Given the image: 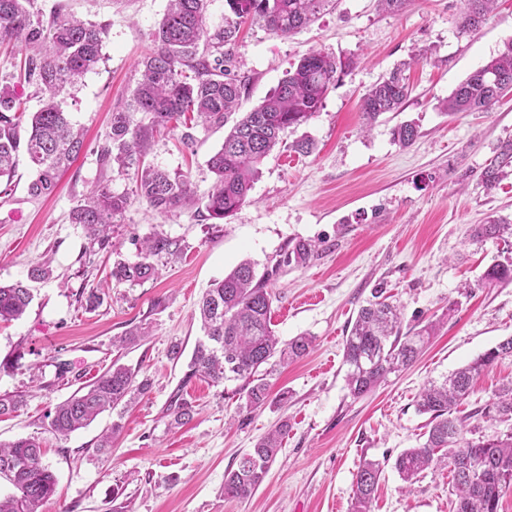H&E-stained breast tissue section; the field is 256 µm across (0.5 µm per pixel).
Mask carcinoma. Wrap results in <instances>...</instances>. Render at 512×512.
<instances>
[{
    "instance_id": "carcinoma-1",
    "label": "carcinoma",
    "mask_w": 512,
    "mask_h": 512,
    "mask_svg": "<svg viewBox=\"0 0 512 512\" xmlns=\"http://www.w3.org/2000/svg\"><path fill=\"white\" fill-rule=\"evenodd\" d=\"M34 0H0V47H18L25 53L24 81L43 95L42 106L32 113L26 131H21L25 101L16 83L0 85V179L12 178L20 153H25L34 176L28 184L33 197L50 195L59 177L84 152L85 139L75 128L57 97L103 60V28L55 12L46 17L34 9ZM211 0H169L158 27L152 32L153 49L140 62L141 78L125 105L112 112L110 132L98 150L104 168L131 174L135 195L153 210L164 213L193 200L187 175L145 162L150 141L164 130L184 128L182 138L194 140L192 130L224 127L247 88L246 78L226 66L240 27L257 19L278 37H289L309 26L334 0H225L224 21L210 23ZM497 0H465L458 21L461 32L480 27ZM353 65L336 60L320 50L303 56L262 102L236 120L224 135L221 147L208 166L216 181L207 196L208 218L222 220L249 200L259 166L280 143V134L304 125L322 106L329 88ZM402 65L376 84L361 100L365 127L370 128L388 112H399L410 94ZM512 95V40L486 64L474 70L448 96L449 115L483 111ZM393 139L411 146L418 130L402 122L392 130ZM512 176V139L499 142L480 174L485 191L499 187ZM130 194L116 193L106 184H95L70 211V222L83 227L98 250L112 247L110 232L119 223ZM512 239V221L489 216L475 227L473 239ZM137 243L139 260L119 261L111 271L118 284L141 285L158 274L155 259L180 253L177 241L152 232ZM319 251V244L299 240L283 262L305 264ZM277 267L256 276L245 261L203 294L199 315L203 338L196 343L183 384L194 379L213 385L239 381L236 392L245 397L250 413L267 403V384L262 368L275 359L287 363L306 356L312 338L295 336L282 341L271 323L272 295L267 285ZM489 284L512 282V260L495 263L485 275ZM33 295L21 281L0 283V321L23 316ZM401 311L376 289L361 306L345 337L343 362L352 398L370 393L390 374L410 367L436 330L428 322L399 334ZM512 357V336L498 342L471 363L423 387L418 411L430 415L427 439L418 448L397 456L394 467L406 483L417 481L426 471L446 468L452 473L456 496L454 512H498L503 494L512 489V433L505 438H468L465 420L454 407L471 390L474 376L500 359ZM151 387L149 379L136 381V374L112 362L87 390L78 391L47 413L55 434L67 437L86 427L108 410L126 406L133 394ZM21 395L0 396V416L22 406ZM512 419V381L503 385L483 414ZM192 402L177 389L166 408L170 424L180 426L193 418ZM288 423L283 421L243 454L236 468L224 475V496L245 500L262 484L282 448ZM383 473L377 461L366 460L355 476L353 512H370L375 490ZM6 478L14 493L0 498V512H39L57 490L55 474L42 461L41 444L33 436L8 445L0 444V478Z\"/></svg>"
}]
</instances>
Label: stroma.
<instances>
[{
  "label": "stroma",
  "mask_w": 512,
  "mask_h": 512,
  "mask_svg": "<svg viewBox=\"0 0 512 512\" xmlns=\"http://www.w3.org/2000/svg\"><path fill=\"white\" fill-rule=\"evenodd\" d=\"M167 0H36L43 13L60 10L105 30L103 60L61 97L63 109L85 133L87 152L60 178L53 194L31 199L33 176L19 159L10 194L0 195V282L26 280L30 268L51 259L50 279L32 283L34 299L18 320L0 323V395L22 394L18 413L0 417V443L35 436L43 462L58 480L42 512H351L355 475L363 461L383 462L371 512H452V476L424 473L405 483L397 455L421 446L429 415L417 399L440 378L512 336V283L486 288L485 271L512 258L503 242L474 243L470 233L487 216L512 220V177L492 192L479 174L498 141L512 138V96L485 112L446 115L443 102L474 69L512 39V0H499L477 31L460 33L463 0H408L398 13L378 0H336L309 27L280 38L261 25L242 26L232 49L248 77L240 111L257 106L310 49L356 59L306 124L286 130L264 160L249 202L224 220L206 217L203 201L214 175L207 161L224 141L218 127L180 131L152 143L149 160L185 173L195 205L166 213L131 199L113 240L123 259L137 261L133 238L158 231L179 241V257L161 264L156 279L113 285L101 305L86 310L84 292L102 287L112 256L91 251L69 213L98 182L128 192L131 177L102 170L96 149L110 130L111 113L135 87L139 62ZM414 60L412 91L402 112L382 116L364 131L363 94L400 63ZM419 131L408 148L394 141L395 125ZM312 153L292 150L302 136ZM319 242L307 265L282 259L297 240ZM248 260L257 272L277 267L269 281L272 324L281 340L306 334L309 355L272 366L267 405L240 420L235 383L180 381L202 331L197 305L213 281ZM402 307V328L443 316L438 334L416 362L390 375L369 395L352 399L345 382L343 343L374 288ZM150 330L139 344L116 350L115 337L138 325ZM181 343L180 359L169 357ZM149 378V391L122 415L104 412L68 437L49 428L47 413L92 383L112 362ZM69 371L58 377L56 366ZM512 380V357L474 380L458 410L476 436L512 431V420L481 416L502 383ZM195 407L191 422L173 428L165 415L174 390ZM120 420L108 453L100 437ZM287 421L281 451L249 499L225 498L224 474L274 428Z\"/></svg>",
  "instance_id": "35a3bbf8"
}]
</instances>
